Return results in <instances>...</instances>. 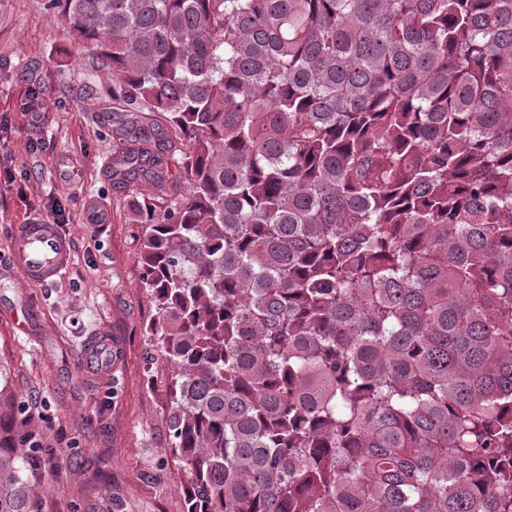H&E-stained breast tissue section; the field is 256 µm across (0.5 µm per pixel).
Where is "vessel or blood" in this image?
<instances>
[{"label": "vessel or blood", "mask_w": 512, "mask_h": 512, "mask_svg": "<svg viewBox=\"0 0 512 512\" xmlns=\"http://www.w3.org/2000/svg\"><path fill=\"white\" fill-rule=\"evenodd\" d=\"M5 249L7 264L0 268V278L8 281L19 278L33 285L54 284L72 258L70 238L36 212L17 225ZM111 334L109 325H101L80 353L81 363L91 365L101 380L109 379L112 374Z\"/></svg>", "instance_id": "vessel-or-blood-1"}]
</instances>
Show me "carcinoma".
Masks as SVG:
<instances>
[{
    "label": "carcinoma",
    "instance_id": "1",
    "mask_svg": "<svg viewBox=\"0 0 512 512\" xmlns=\"http://www.w3.org/2000/svg\"><path fill=\"white\" fill-rule=\"evenodd\" d=\"M48 9L112 71V179L168 200L141 283L185 512H512V0ZM35 434L0 399V512Z\"/></svg>",
    "mask_w": 512,
    "mask_h": 512
}]
</instances>
